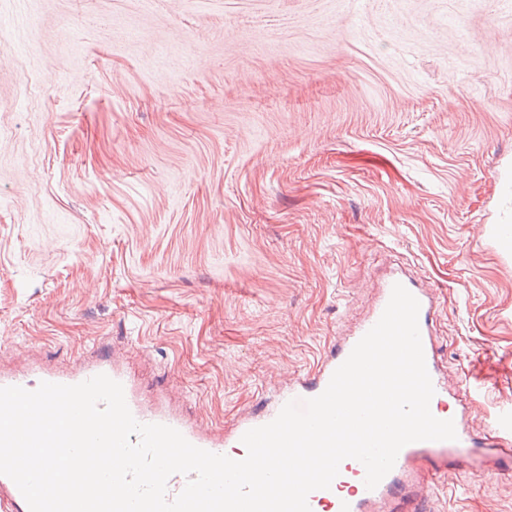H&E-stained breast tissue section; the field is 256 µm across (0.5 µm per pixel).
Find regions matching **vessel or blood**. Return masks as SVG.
Listing matches in <instances>:
<instances>
[{
  "label": "vessel or blood",
  "mask_w": 512,
  "mask_h": 512,
  "mask_svg": "<svg viewBox=\"0 0 512 512\" xmlns=\"http://www.w3.org/2000/svg\"><path fill=\"white\" fill-rule=\"evenodd\" d=\"M402 284L419 302L418 325L428 373L435 394L438 419H452L457 438L453 441H417L404 446L397 455L392 470L375 488L365 485L366 470L355 459L342 461L339 473L330 488L313 491L308 496L311 512H418L420 484L418 468L428 463L439 473L454 469L462 473L478 474L486 459L505 462L512 460V424H495L483 437H473L465 426L464 410L455 409L457 392L448 384L438 363V352L431 336V325L436 313L432 289L422 287L405 271L397 270L379 283L377 299L371 312L355 329L337 340L329 355L305 375L297 378L283 392L275 406L264 408L242 420L232 435L218 442L202 430L190 427L181 420L155 412L137 400L132 389H125L126 403L134 418L142 423H158L177 429L191 444L231 459L246 457L247 449L241 438L248 430L265 425L276 418L282 405L292 400L310 399L327 387L335 370L347 359L358 341L379 321L390 299L395 284ZM98 374L111 375L122 381L119 372L111 371L104 363L91 364L75 376L44 374V381L65 385L83 382ZM0 512H29L28 505L16 484L0 475Z\"/></svg>",
  "instance_id": "b4317fda"
}]
</instances>
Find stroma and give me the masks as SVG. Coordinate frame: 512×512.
Returning a JSON list of instances; mask_svg holds the SVG:
<instances>
[{
	"label": "stroma",
	"mask_w": 512,
	"mask_h": 512,
	"mask_svg": "<svg viewBox=\"0 0 512 512\" xmlns=\"http://www.w3.org/2000/svg\"><path fill=\"white\" fill-rule=\"evenodd\" d=\"M512 0H0V376L107 362L217 437L407 263L512 410ZM427 512L512 475L423 471Z\"/></svg>",
	"instance_id": "obj_1"
}]
</instances>
